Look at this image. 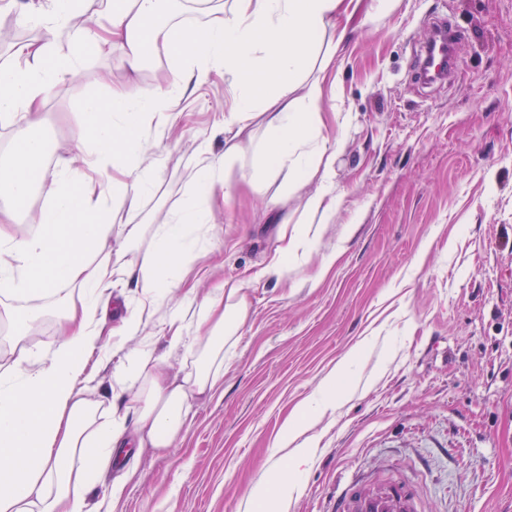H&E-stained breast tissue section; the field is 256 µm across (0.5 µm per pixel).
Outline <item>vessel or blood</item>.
Wrapping results in <instances>:
<instances>
[{
	"instance_id": "obj_1",
	"label": "vessel or blood",
	"mask_w": 512,
	"mask_h": 512,
	"mask_svg": "<svg viewBox=\"0 0 512 512\" xmlns=\"http://www.w3.org/2000/svg\"><path fill=\"white\" fill-rule=\"evenodd\" d=\"M464 32L447 17L433 19L412 56L415 83L427 85L451 80L460 71L459 50ZM418 481L389 475L381 482L350 476L340 480L328 500V512H421Z\"/></svg>"
}]
</instances>
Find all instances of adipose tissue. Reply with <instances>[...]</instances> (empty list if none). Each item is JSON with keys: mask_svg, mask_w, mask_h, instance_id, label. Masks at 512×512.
Listing matches in <instances>:
<instances>
[{"mask_svg": "<svg viewBox=\"0 0 512 512\" xmlns=\"http://www.w3.org/2000/svg\"><path fill=\"white\" fill-rule=\"evenodd\" d=\"M160 2L99 0L100 24L73 34L74 48L64 55L58 45L72 34L71 21L86 0H7L42 35L15 46L14 64L0 66V122L14 131L10 148L0 153V217L25 207L37 187L47 204L24 236L0 225V296L30 298L22 310L28 322L40 316L36 298L57 295L61 287H77L79 301L68 306L51 353H32L20 332L0 366V512H83L93 470L116 464L117 449L174 447L196 402L215 390L224 344L246 315L239 284L194 299L192 312L174 310L166 320L168 344L186 349L195 367L173 375L152 352H130L132 378L142 386L129 404L130 416L99 423L97 403L82 395L120 273L112 265V239L139 237L141 202L154 184L145 131L155 113L170 111L211 72L229 80L233 104L217 120L226 133L223 155L199 143L198 165L171 222L154 228L141 266L120 273L144 298L125 318L124 335H139L152 306L179 286L182 265L199 251L194 230L210 226L212 198L229 189L227 164L250 155L265 174L288 173L290 189L314 184L303 205L308 225L336 213L332 179L342 143L325 134L324 104L336 88V54L346 47L363 0H232L216 22L184 30L160 24ZM156 45L173 65L165 88L145 98L115 88L108 99H84L81 125L93 147L60 159L55 179L43 181L47 150L32 130L43 122L47 97L78 73L86 52L112 57L136 73ZM256 122L265 134L260 141L251 130ZM191 321L198 335L190 339ZM301 432L296 417L286 419L277 445L287 449L289 464L256 483L247 506L285 512L310 460L295 444ZM90 447L96 450L92 467L85 462Z\"/></svg>", "mask_w": 512, "mask_h": 512, "instance_id": "1", "label": "adipose tissue"}]
</instances>
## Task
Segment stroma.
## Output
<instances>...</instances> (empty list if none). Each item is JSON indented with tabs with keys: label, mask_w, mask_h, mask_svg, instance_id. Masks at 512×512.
Masks as SVG:
<instances>
[{
	"label": "stroma",
	"mask_w": 512,
	"mask_h": 512,
	"mask_svg": "<svg viewBox=\"0 0 512 512\" xmlns=\"http://www.w3.org/2000/svg\"><path fill=\"white\" fill-rule=\"evenodd\" d=\"M444 12L464 30L456 84L412 82V43L430 15ZM164 51L138 74L87 55L65 93L51 97L36 133L47 148L45 179L59 157L90 150L79 103L107 98L114 85L134 97L159 92L169 73ZM339 138L336 215L319 240L268 273L278 227L270 199L280 180L249 181L228 172L231 193L216 197L202 234L203 256L186 260L183 288L205 294L243 283L248 310L224 347L220 395L199 401L174 448L130 452L137 471L120 503L110 468L87 499L88 512H244L252 485L287 466L276 439L286 418L337 384L346 396L309 416L311 459L286 512H320L341 474H403L418 460L435 477L424 512H512V0H401L386 19L369 18L336 56ZM223 73L176 106L177 129L157 113V186L142 207L145 234L112 245V263L141 264L150 232L167 223L185 193L195 148L224 151L216 120L229 106ZM66 288L64 297L76 296ZM64 297H46L26 339L50 352L59 339ZM171 302L156 307L145 332L94 355L86 394L112 415V395L134 392L122 380L126 351L163 356L171 373L190 359L169 350L162 332Z\"/></svg>",
	"instance_id": "stroma-1"
}]
</instances>
